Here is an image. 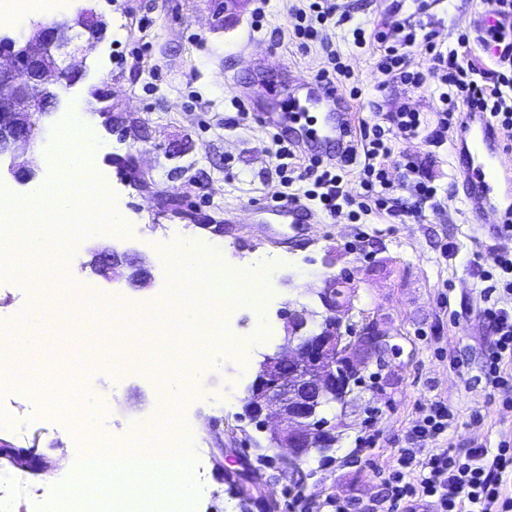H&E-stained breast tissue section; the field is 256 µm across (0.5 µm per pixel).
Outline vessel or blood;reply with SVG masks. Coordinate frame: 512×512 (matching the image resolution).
Masks as SVG:
<instances>
[{"label": "vessel or blood", "mask_w": 512, "mask_h": 512, "mask_svg": "<svg viewBox=\"0 0 512 512\" xmlns=\"http://www.w3.org/2000/svg\"><path fill=\"white\" fill-rule=\"evenodd\" d=\"M244 99L258 120L275 129H287V142L304 155L336 160V145L346 144L351 112L335 86L317 78L290 77L285 89H270L266 98L244 92ZM322 110L312 121L310 109ZM459 186L473 223H487L489 216L512 219V164L491 118L484 112L465 113L453 147ZM261 210L283 224H311L314 211L296 200H275Z\"/></svg>", "instance_id": "1"}]
</instances>
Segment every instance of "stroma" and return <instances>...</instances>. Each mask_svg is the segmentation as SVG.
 <instances>
[{
	"mask_svg": "<svg viewBox=\"0 0 512 512\" xmlns=\"http://www.w3.org/2000/svg\"><path fill=\"white\" fill-rule=\"evenodd\" d=\"M299 2L266 0L257 20L254 0H92L105 33L83 47L84 76L53 111L35 116L29 148L0 156L5 169L23 163L35 172L25 184L5 173L0 186L21 199L38 198L55 171L49 161L55 126L70 116H95L92 90L111 92L112 113L122 123L102 132L106 146L90 158L98 184L123 205L131 229L73 242L76 289L122 306L154 307L168 289L164 253L183 239L220 249L226 269L259 267L260 312L237 308L223 372L203 379L199 395L176 407L178 429L192 455L203 458L205 479L193 512H257L248 502L252 495L275 501L278 512H290L297 498L309 512H331L336 498L355 501L357 512H381L378 468L406 447L409 430L434 401L454 415L436 448L512 442V387L492 388L480 372L492 333L478 316L483 273L494 255H512V234L497 237L488 225L467 223L450 144L433 149L423 137L392 135L395 157L416 159L421 177L437 188L423 202L409 181L395 178L400 217L372 212L355 222L343 212L295 229L273 224L268 234L252 231L259 216L250 205L280 190L281 169L273 130L239 111L224 63L233 59L244 69L252 58H264V82L254 87L259 95L285 71L316 75L327 63L325 52L317 44L302 51L292 41L290 9ZM485 8V0H436L423 13L417 0H336L327 33L358 80L361 96L348 102L354 122L378 123L402 105L432 122L441 107L436 86L386 82L375 57L355 46V28L391 30L418 20L423 34L452 45ZM174 204L181 216L171 212ZM102 248L129 257L109 281L88 265L92 250ZM137 265L150 273L148 285L133 280ZM334 277L346 281L349 322L376 321L389 332L392 349L383 362L369 361L347 405L325 407L324 416L338 424L332 449L310 453L295 469L276 468L257 458V432L241 418L244 400L263 355L284 347L279 311L306 310L309 328H317L324 315L318 294ZM45 334V348L69 345L84 366L63 387L62 400L87 395L100 410L97 433L117 441L150 413L164 376L195 356L170 322L145 327L136 359L126 356L123 328L77 331L52 321ZM59 402L28 404L11 389L0 390V448H32L48 463L35 475L0 458V512H48L51 485L68 483L69 458L85 453L76 422Z\"/></svg>",
	"mask_w": 512,
	"mask_h": 512,
	"instance_id": "obj_1",
	"label": "stroma"
}]
</instances>
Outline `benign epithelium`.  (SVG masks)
Listing matches in <instances>:
<instances>
[{
    "instance_id": "1",
    "label": "benign epithelium",
    "mask_w": 512,
    "mask_h": 512,
    "mask_svg": "<svg viewBox=\"0 0 512 512\" xmlns=\"http://www.w3.org/2000/svg\"><path fill=\"white\" fill-rule=\"evenodd\" d=\"M80 49V36L63 34L58 24L38 27L23 45L0 38V156L30 146L35 115L59 100L60 90L49 87L50 78L73 71L82 74L73 64ZM92 260V272L109 279L127 255L105 248L93 252ZM320 299L331 316L318 332L301 335L306 324L302 314L280 312L288 331V357H264L245 405L256 429L270 431L268 444L290 450V455L277 458L288 469L310 452L336 442L334 427L318 418V411L330 403L345 405L352 394L351 381L362 376L368 360L390 350L389 336L374 323L353 340L341 332L342 319L336 313L350 307L336 296V280L326 283ZM20 456L33 472L46 467L42 458L23 448H0L1 458Z\"/></svg>"
}]
</instances>
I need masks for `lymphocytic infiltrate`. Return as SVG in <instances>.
<instances>
[{
    "mask_svg": "<svg viewBox=\"0 0 512 512\" xmlns=\"http://www.w3.org/2000/svg\"><path fill=\"white\" fill-rule=\"evenodd\" d=\"M334 11L332 0H310L307 8L293 9L294 36L303 48L320 43L327 51L328 65L319 70V78L349 87L355 97L359 94L355 76L331 50L325 29ZM353 38L357 48L377 55V68L387 80L414 88L433 82L442 85V107L432 125L404 106L385 113L384 124L360 125L358 131L350 133L344 155L333 163L305 160L291 145L279 144L276 157L291 160L298 180L311 184L306 198L318 202L329 214L338 212L339 200L348 199L344 176L355 165L360 168L364 191L361 210L395 214L388 199V166L397 164L406 179L414 178L417 166L409 159L393 161L389 126L407 135L425 134L427 143L438 147L446 140L457 112L477 108L487 112L501 132L512 138V73L487 70L469 59L468 35H460L456 45L448 47L428 37L418 38L412 26L396 39L377 28L355 29ZM417 45L430 60L427 69L410 66L409 56ZM493 267V272L485 273L488 285L481 291L480 314L493 334L481 371L485 380L497 388L512 383V256L494 257ZM452 419L447 405L431 403L427 415L410 431L407 447L399 449L396 467L388 471L382 512H414L415 505L421 503L429 505L431 512H512V443L503 441L494 449L474 443L462 452L448 448L418 458V451H424L427 442L447 431Z\"/></svg>",
    "mask_w": 512,
    "mask_h": 512,
    "instance_id": "1",
    "label": "lymphocytic infiltrate"
}]
</instances>
